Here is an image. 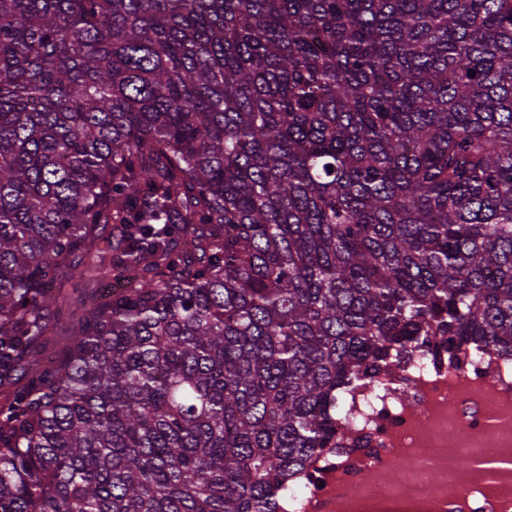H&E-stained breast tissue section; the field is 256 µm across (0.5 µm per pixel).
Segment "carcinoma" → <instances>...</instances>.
<instances>
[{"label": "carcinoma", "instance_id": "obj_1", "mask_svg": "<svg viewBox=\"0 0 512 512\" xmlns=\"http://www.w3.org/2000/svg\"><path fill=\"white\" fill-rule=\"evenodd\" d=\"M445 332L512 354V0H0V512H278Z\"/></svg>", "mask_w": 512, "mask_h": 512}]
</instances>
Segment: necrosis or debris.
I'll use <instances>...</instances> for the list:
<instances>
[{"instance_id": "4bbe7bcc", "label": "necrosis or debris", "mask_w": 512, "mask_h": 512, "mask_svg": "<svg viewBox=\"0 0 512 512\" xmlns=\"http://www.w3.org/2000/svg\"><path fill=\"white\" fill-rule=\"evenodd\" d=\"M512 458V357L447 337L398 377L348 392L336 433L281 497L288 512H512V469L467 466L470 449Z\"/></svg>"}]
</instances>
